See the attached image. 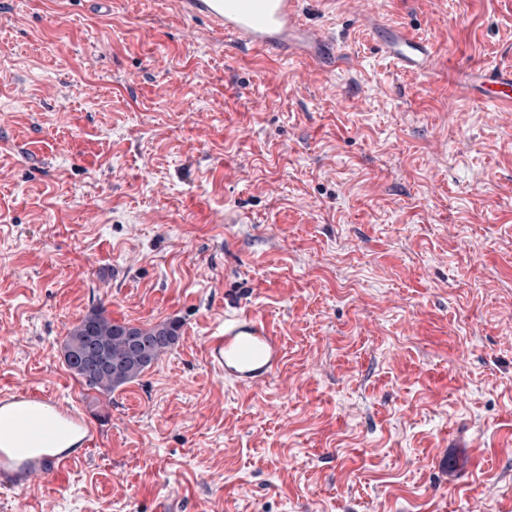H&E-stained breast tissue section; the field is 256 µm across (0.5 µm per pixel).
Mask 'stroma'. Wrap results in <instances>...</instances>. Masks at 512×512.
I'll return each instance as SVG.
<instances>
[{
  "instance_id": "35a3bbf8",
  "label": "stroma",
  "mask_w": 512,
  "mask_h": 512,
  "mask_svg": "<svg viewBox=\"0 0 512 512\" xmlns=\"http://www.w3.org/2000/svg\"><path fill=\"white\" fill-rule=\"evenodd\" d=\"M340 61L227 51L172 0H0V388L102 428L0 512H512V112L447 67L512 59V0H305ZM179 320L104 396L64 363L95 306ZM254 310L285 360L242 391L204 345ZM376 44L397 68L428 77L435 63L431 45L405 28L377 32Z\"/></svg>"
}]
</instances>
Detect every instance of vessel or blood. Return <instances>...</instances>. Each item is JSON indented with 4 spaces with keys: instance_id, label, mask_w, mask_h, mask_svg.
I'll return each mask as SVG.
<instances>
[{
    "instance_id": "b4317fda",
    "label": "vessel or blood",
    "mask_w": 512,
    "mask_h": 512,
    "mask_svg": "<svg viewBox=\"0 0 512 512\" xmlns=\"http://www.w3.org/2000/svg\"><path fill=\"white\" fill-rule=\"evenodd\" d=\"M183 14L222 32L233 46L302 57L324 69L336 65L328 29L308 22L302 0H177ZM376 44L397 68L422 76L435 63L431 45L403 28L378 31ZM477 93L500 111L512 110V66L481 67ZM207 362L225 383L249 389L272 378L284 359L280 336L253 311L228 312L205 342ZM99 432L83 409L60 394L0 390V489L22 492L40 480L60 478L83 462Z\"/></svg>"
}]
</instances>
